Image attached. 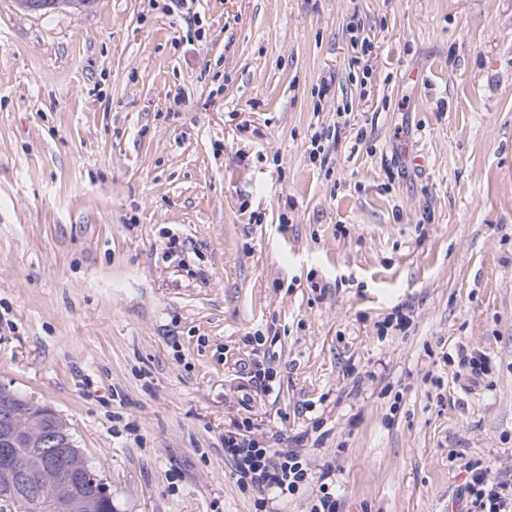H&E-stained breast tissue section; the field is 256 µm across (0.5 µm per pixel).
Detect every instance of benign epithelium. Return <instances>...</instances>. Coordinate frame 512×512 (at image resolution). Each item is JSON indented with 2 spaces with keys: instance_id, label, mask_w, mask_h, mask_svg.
Listing matches in <instances>:
<instances>
[{
  "instance_id": "7a95c632",
  "label": "benign epithelium",
  "mask_w": 512,
  "mask_h": 512,
  "mask_svg": "<svg viewBox=\"0 0 512 512\" xmlns=\"http://www.w3.org/2000/svg\"><path fill=\"white\" fill-rule=\"evenodd\" d=\"M36 409L0 385V487L17 503L47 491L56 512H96L98 499L109 495L105 482L87 469L67 421L51 410L37 415ZM16 448L33 452L19 461Z\"/></svg>"
}]
</instances>
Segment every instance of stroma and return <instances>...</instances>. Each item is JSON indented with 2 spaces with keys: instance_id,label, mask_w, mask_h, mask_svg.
<instances>
[{
  "instance_id": "obj_1",
  "label": "stroma",
  "mask_w": 512,
  "mask_h": 512,
  "mask_svg": "<svg viewBox=\"0 0 512 512\" xmlns=\"http://www.w3.org/2000/svg\"><path fill=\"white\" fill-rule=\"evenodd\" d=\"M195 10L198 38L150 0H0V384L69 423L114 512H252L243 416L334 465L344 512H465L469 462L512 476V0ZM27 2L39 3L40 8L37 10H29L26 7ZM94 0H17L16 3L24 11L30 13H39L45 15L47 13L55 12L57 9H70V10H84ZM347 124V120L343 122V127L340 126L339 122H336V124L333 125V128L331 126L324 128L322 127L320 130L314 131V133L311 135L310 139V145L312 147L309 158L317 160L320 158V166L323 167L327 160V152H325V149L323 148V141L326 138L332 137L333 139H336V136L338 133L344 128V125ZM320 154L322 156L320 157ZM456 356L458 358V367L461 368V375L481 376L486 375L488 372V360L483 352L462 346L459 347Z\"/></svg>"
}]
</instances>
